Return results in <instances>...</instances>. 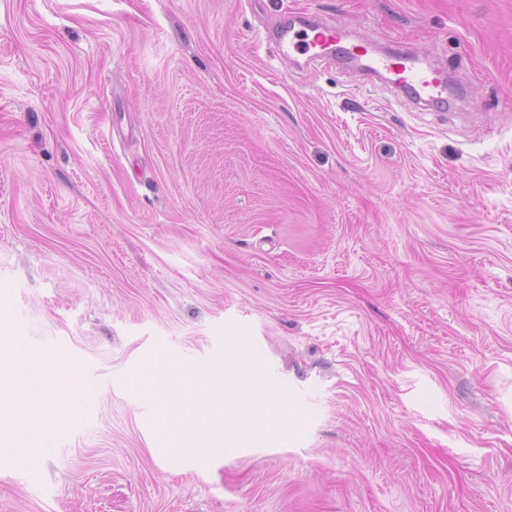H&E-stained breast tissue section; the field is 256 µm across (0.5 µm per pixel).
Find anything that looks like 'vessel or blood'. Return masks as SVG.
Instances as JSON below:
<instances>
[{
    "label": "vessel or blood",
    "instance_id": "1",
    "mask_svg": "<svg viewBox=\"0 0 512 512\" xmlns=\"http://www.w3.org/2000/svg\"><path fill=\"white\" fill-rule=\"evenodd\" d=\"M266 38L283 58L296 51L327 52L333 60L357 62L364 77L385 79L413 104L431 110L449 106L446 71L422 65L407 47L381 51L367 42L350 41L340 23L322 18L268 28Z\"/></svg>",
    "mask_w": 512,
    "mask_h": 512
}]
</instances>
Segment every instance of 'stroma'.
<instances>
[{
	"label": "stroma",
	"instance_id": "35a3bbf8",
	"mask_svg": "<svg viewBox=\"0 0 512 512\" xmlns=\"http://www.w3.org/2000/svg\"><path fill=\"white\" fill-rule=\"evenodd\" d=\"M290 13L445 67L456 113L283 60ZM247 327L298 436L184 468L161 353ZM0 512H512V0H0Z\"/></svg>",
	"mask_w": 512,
	"mask_h": 512
}]
</instances>
